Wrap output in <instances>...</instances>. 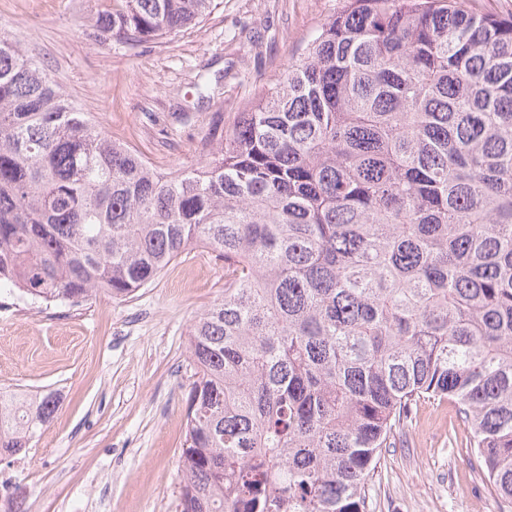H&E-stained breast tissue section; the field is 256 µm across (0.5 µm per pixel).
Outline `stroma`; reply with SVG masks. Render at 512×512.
<instances>
[{
  "instance_id": "stroma-1",
  "label": "stroma",
  "mask_w": 512,
  "mask_h": 512,
  "mask_svg": "<svg viewBox=\"0 0 512 512\" xmlns=\"http://www.w3.org/2000/svg\"><path fill=\"white\" fill-rule=\"evenodd\" d=\"M100 0H0V27L112 139L161 172L200 159L212 113L232 125L345 0H218L200 24L140 46L98 44ZM214 82L198 99L199 77ZM224 294V264L193 248L123 301L45 305L0 290V390L56 392L25 454L0 462L23 512H179L194 380L188 330ZM453 405L422 400L367 481L366 512H512L490 488Z\"/></svg>"
}]
</instances>
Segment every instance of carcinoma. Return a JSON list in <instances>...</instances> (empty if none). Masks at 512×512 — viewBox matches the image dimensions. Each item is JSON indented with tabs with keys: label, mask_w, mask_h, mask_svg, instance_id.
<instances>
[{
	"label": "carcinoma",
	"mask_w": 512,
	"mask_h": 512,
	"mask_svg": "<svg viewBox=\"0 0 512 512\" xmlns=\"http://www.w3.org/2000/svg\"><path fill=\"white\" fill-rule=\"evenodd\" d=\"M92 35L177 33L214 0H107ZM201 162L154 170L0 35V288L125 300L192 247L224 297L189 329L180 512H364L379 451L454 403L512 503V14L348 0ZM52 392H0V452Z\"/></svg>",
	"instance_id": "carcinoma-1"
}]
</instances>
